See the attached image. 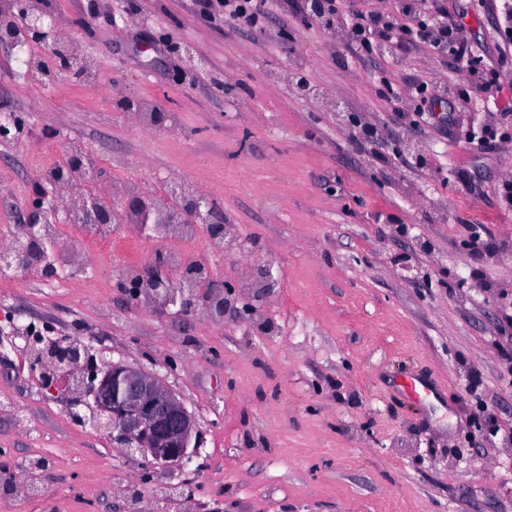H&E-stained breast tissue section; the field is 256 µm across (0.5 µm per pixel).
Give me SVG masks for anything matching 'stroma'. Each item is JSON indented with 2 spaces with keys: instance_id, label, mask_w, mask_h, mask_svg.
I'll return each instance as SVG.
<instances>
[{
  "instance_id": "stroma-1",
  "label": "stroma",
  "mask_w": 512,
  "mask_h": 512,
  "mask_svg": "<svg viewBox=\"0 0 512 512\" xmlns=\"http://www.w3.org/2000/svg\"><path fill=\"white\" fill-rule=\"evenodd\" d=\"M91 78L22 74L0 47V102L19 133L0 139V239L32 184L72 146L92 149L111 184L208 198L226 229L172 244L123 224L118 247L54 240L56 274L0 271V326L35 323L89 360L156 374L196 423L195 453L163 467L100 428L91 395L0 335V512H512V124L489 99L455 110L449 85L477 74L424 44L379 40L357 53L347 18H308L304 0H266L262 30L236 28L195 0H38ZM443 5L485 64L512 59L499 27L512 0ZM187 42L194 67L161 38ZM304 78L315 95L296 94ZM427 86L425 121L406 120ZM129 98L165 113L143 132ZM497 129L470 142L471 129ZM424 147L415 165L407 142ZM479 225L488 249L471 246ZM228 285L223 317L181 315L117 285L128 260L172 248ZM277 282L263 291L261 269ZM482 374L472 385L471 371ZM434 382L424 401L397 388ZM29 467L34 489L22 491Z\"/></svg>"
}]
</instances>
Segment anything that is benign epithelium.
Segmentation results:
<instances>
[{
	"mask_svg": "<svg viewBox=\"0 0 512 512\" xmlns=\"http://www.w3.org/2000/svg\"><path fill=\"white\" fill-rule=\"evenodd\" d=\"M23 24L18 30L0 28V46L13 49L20 38L40 44L48 60L58 67L79 61L72 47L62 41L53 28L45 26L43 12L30 0H16ZM16 120L7 107L0 105V138L8 139ZM85 152L79 146L71 150L67 172L52 178L39 177L33 183V199L21 227L23 240L17 242L7 267L14 272L41 268L44 276L53 274L45 263V246L41 237L44 224L59 219L57 203L61 182L70 179ZM206 199L197 194L175 201L160 212L150 195H125L110 199L93 191L83 195L80 206L64 214V221L73 224H124L134 217L139 224L186 223L204 224L213 240L224 238V224L204 211ZM180 279L188 291L180 293V311L190 310L197 288L211 287L209 271L202 265L169 268L157 259L143 267L131 282L120 281L119 287L135 291L148 289L165 297L164 304H173L169 290ZM58 364L79 370V383L93 396L100 415L112 433V440L131 452H139L152 462L168 467L179 466L190 457L189 447L195 432V421L180 398L156 375L122 363L98 369L85 359L81 345L72 344L58 356Z\"/></svg>",
	"mask_w": 512,
	"mask_h": 512,
	"instance_id": "7a95c632",
	"label": "benign epithelium"
}]
</instances>
